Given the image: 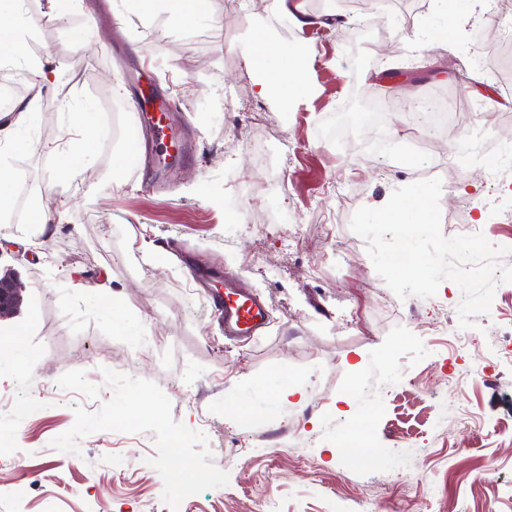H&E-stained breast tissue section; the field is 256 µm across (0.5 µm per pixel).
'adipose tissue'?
Returning a JSON list of instances; mask_svg holds the SVG:
<instances>
[{
  "label": "adipose tissue",
  "mask_w": 512,
  "mask_h": 512,
  "mask_svg": "<svg viewBox=\"0 0 512 512\" xmlns=\"http://www.w3.org/2000/svg\"><path fill=\"white\" fill-rule=\"evenodd\" d=\"M21 0H0V49L9 50L21 62L26 72L41 78L45 75L42 62L28 52L30 29L19 11ZM240 52L247 64H255L256 60H276L275 68H263V77L259 82V93L268 96L280 94L285 99H295L308 95L310 86L304 79L302 70L303 52H295L270 41L265 32H258L255 40L243 45ZM40 93H33L23 111L7 126L0 128V156L5 153L30 151L31 139L27 129L33 124L41 109ZM95 106L86 102L77 113V122L64 131L65 140L59 151L61 163L56 172L57 177H65L74 167L81 163L89 146L97 139L100 130L92 121Z\"/></svg>",
  "instance_id": "adipose-tissue-1"
}]
</instances>
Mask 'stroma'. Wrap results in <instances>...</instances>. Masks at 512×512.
Returning <instances> with one entry per match:
<instances>
[{"instance_id":"stroma-1","label":"stroma","mask_w":512,"mask_h":512,"mask_svg":"<svg viewBox=\"0 0 512 512\" xmlns=\"http://www.w3.org/2000/svg\"><path fill=\"white\" fill-rule=\"evenodd\" d=\"M44 8L22 5L30 51L54 75L29 131L36 148L12 160L29 183L26 213L50 219L0 216V279L23 285L0 320V339L18 340L23 358L0 374L23 408V458L0 466V512H44L49 501L58 512H357L368 499L373 512H512V365L495 333L512 323V287L495 289V323L474 321L468 348L451 351L437 326L457 329L458 285L400 299L351 228L359 207L384 205L410 172L444 162L457 190L440 198L443 234L462 217L487 223L480 153L449 160L442 131L409 151L395 112L434 95L489 105L484 143L512 155V96H499L483 45L429 38L446 18L439 0H304L330 24L303 32L269 0L242 10L210 0V19L190 24L118 0L123 22L98 23L101 44L87 35L93 0L53 25L40 23ZM258 26L281 45L315 46L305 68L314 91L289 110L257 97L261 74L241 55ZM131 49L157 59L154 95L193 141L190 159L155 162L153 176L169 181L161 196L117 165L140 129L123 76ZM117 84L125 96L113 97ZM62 98L92 102L94 122L117 119L120 132L60 180ZM340 112L352 117L342 141L325 135ZM273 129L288 154L266 153ZM190 261L261 293L265 335L227 340L185 275ZM97 295L142 335L113 326L91 305ZM485 364L489 377L448 378L449 366ZM278 375L317 407L269 397ZM363 415L374 421L367 451L342 440ZM132 416L146 435L129 431ZM181 463L200 473L189 497L175 480Z\"/></svg>"}]
</instances>
